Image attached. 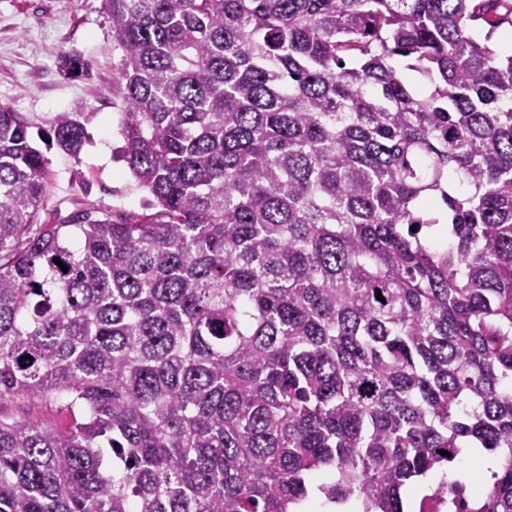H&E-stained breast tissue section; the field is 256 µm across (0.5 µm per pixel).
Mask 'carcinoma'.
<instances>
[{
	"instance_id": "carcinoma-1",
	"label": "carcinoma",
	"mask_w": 512,
	"mask_h": 512,
	"mask_svg": "<svg viewBox=\"0 0 512 512\" xmlns=\"http://www.w3.org/2000/svg\"><path fill=\"white\" fill-rule=\"evenodd\" d=\"M103 9L159 211L41 220L48 160L0 105V400L84 411L0 420V512H304L321 470L403 512L465 444L501 472L433 496L512 512V0ZM79 110L47 139L80 151ZM81 417L80 410L63 398L44 401L15 396L0 402V420L6 422L20 421L67 432ZM465 451H471L479 457V476L482 481H491L493 472L499 470L501 456L497 452H488L483 448H462Z\"/></svg>"
}]
</instances>
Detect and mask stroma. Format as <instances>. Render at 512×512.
<instances>
[{
  "instance_id": "1",
  "label": "stroma",
  "mask_w": 512,
  "mask_h": 512,
  "mask_svg": "<svg viewBox=\"0 0 512 512\" xmlns=\"http://www.w3.org/2000/svg\"><path fill=\"white\" fill-rule=\"evenodd\" d=\"M83 60L69 73L62 56ZM123 51L112 39L102 0H0V105L26 117L32 132L49 128L61 112L78 111L86 131L79 153L45 149L50 181L43 218L59 224L80 204L114 221L145 219L155 209L114 151L121 143V89L112 72ZM81 417L66 399L0 400V420L47 426L65 432Z\"/></svg>"
}]
</instances>
